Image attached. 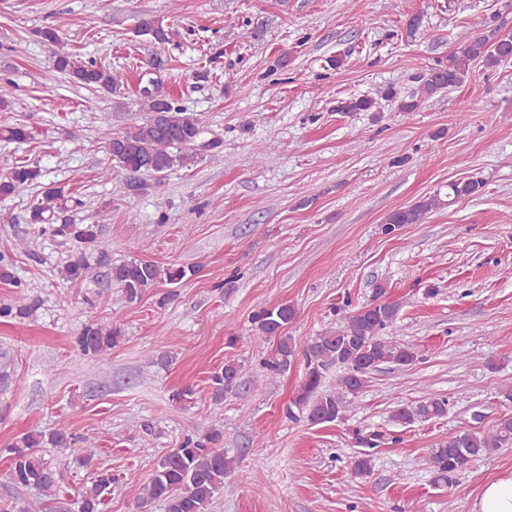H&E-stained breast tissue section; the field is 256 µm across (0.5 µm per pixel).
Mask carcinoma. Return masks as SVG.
Returning a JSON list of instances; mask_svg holds the SVG:
<instances>
[{
	"instance_id": "1",
	"label": "carcinoma",
	"mask_w": 512,
	"mask_h": 512,
	"mask_svg": "<svg viewBox=\"0 0 512 512\" xmlns=\"http://www.w3.org/2000/svg\"><path fill=\"white\" fill-rule=\"evenodd\" d=\"M135 34L149 36L158 43L170 41L172 31L163 20L142 18L137 22ZM512 60V34L492 40L471 30L457 36V48L448 57V63L426 69L418 76L419 91L408 98H397L392 87L380 88L376 97L346 99L339 102L340 112H369L376 98L398 99L403 112L415 111L422 99L462 84L475 63L488 69ZM61 73L76 86L102 91L112 96L121 95L124 81L118 73L84 60L76 53L58 52L55 55L50 77ZM139 111L145 113L140 120L129 124L118 134L105 132V148L114 167L132 177L127 187L140 194L152 187V181L165 177L176 169L191 168L202 154L193 146L203 135V126L196 115L178 105L159 90L157 83L141 92ZM30 132L23 125L0 126V138L23 143ZM42 177L41 169L21 160L3 164L0 174V195H12ZM483 181L472 178L451 182L447 191H438L410 207L391 213L385 230L391 232L400 224H419L433 210L451 206L464 199L478 196ZM68 196L64 188L47 184L29 211L28 223L42 235L49 234L73 241L82 252L67 262L59 271L60 277L70 283H81L95 277V270L109 262V245L102 237V224L107 218L101 213L88 224H76L67 215ZM112 283L118 291L100 295L103 304L133 303L147 291L160 284L178 285L195 273L192 268L163 266L153 261L132 258L109 268ZM0 283L22 288V281L15 275L11 264L0 258ZM398 305L393 302L367 304L346 313L343 324L315 336L303 348L307 375L293 403L286 407L288 418L305 414L313 423L342 421L350 412L353 398L367 382L368 374L383 364L409 366L416 359L413 348L390 340L396 335ZM297 316L295 306L287 301L266 302L251 316L256 330L265 336L277 338L274 355L261 364L263 376L273 379L288 369L296 354V346L286 329ZM120 330L101 321L84 326L77 338L80 351L106 363L112 356V347L118 342ZM336 367L342 375L336 387L322 388L324 372ZM243 366L227 360L224 366L210 376V387L215 402L224 393L241 385ZM448 412V400L425 395L415 404L400 405L390 413L392 422L403 427L417 422L439 418ZM354 443L363 452L353 461V473L365 475L372 468L371 448H377L384 437L378 431H353ZM222 431L216 427L199 436H187L180 444L161 455L150 480L129 489L134 512H149L158 501L164 503L166 512H208V506L222 487L224 479L234 471L238 459L224 453ZM81 439L62 421L49 434L27 432L18 437L9 448L11 456L10 477L14 484L48 501L60 491L62 475L38 453L49 445L59 448L76 460L85 457L86 449ZM512 444V414L500 416L489 431L460 430L448 434V439L430 449L427 459L436 479L452 483L453 476L468 462L490 454L498 448ZM112 495V473L107 469L95 472L91 481L79 491L80 512H103Z\"/></svg>"
}]
</instances>
